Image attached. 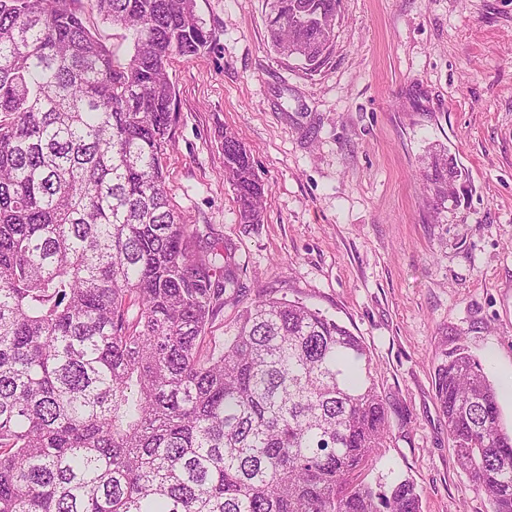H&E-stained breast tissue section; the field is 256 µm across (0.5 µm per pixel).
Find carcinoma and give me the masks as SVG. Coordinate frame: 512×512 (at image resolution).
Segmentation results:
<instances>
[{
	"label": "carcinoma",
	"mask_w": 512,
	"mask_h": 512,
	"mask_svg": "<svg viewBox=\"0 0 512 512\" xmlns=\"http://www.w3.org/2000/svg\"><path fill=\"white\" fill-rule=\"evenodd\" d=\"M341 3L269 0V46L318 73ZM210 38L195 0H0V512H421L413 480H367L410 420L360 337L262 293L211 335L238 277L164 174L171 58ZM222 149L239 223H263L250 152L231 131ZM457 177L434 157L436 207ZM436 392L459 468L512 512L481 363L445 355Z\"/></svg>",
	"instance_id": "carcinoma-1"
}]
</instances>
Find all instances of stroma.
Masks as SVG:
<instances>
[{
    "label": "stroma",
    "instance_id": "1",
    "mask_svg": "<svg viewBox=\"0 0 512 512\" xmlns=\"http://www.w3.org/2000/svg\"><path fill=\"white\" fill-rule=\"evenodd\" d=\"M196 11L211 43L170 64L165 172L242 286L213 334L260 290L346 326L410 419L369 480L411 477L422 512H489L457 465L435 368L466 346L512 430V0H343L335 51L314 75L270 49L268 0H196ZM228 130L265 184L263 223L238 221ZM435 148L463 173L437 211L422 183Z\"/></svg>",
    "mask_w": 512,
    "mask_h": 512
}]
</instances>
